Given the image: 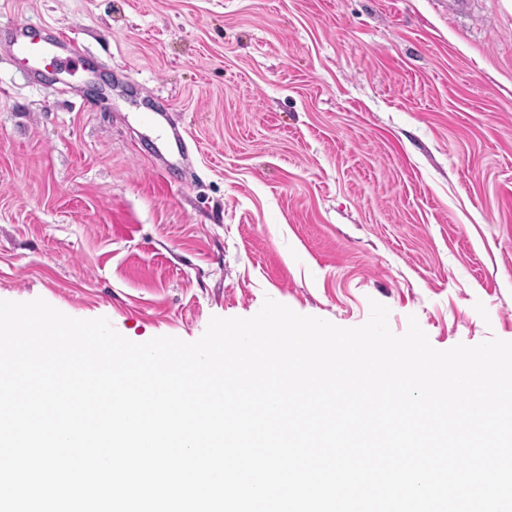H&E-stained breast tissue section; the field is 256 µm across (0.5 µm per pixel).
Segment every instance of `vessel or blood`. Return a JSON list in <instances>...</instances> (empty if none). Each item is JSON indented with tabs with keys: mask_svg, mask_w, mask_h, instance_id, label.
I'll return each mask as SVG.
<instances>
[{
	"mask_svg": "<svg viewBox=\"0 0 512 512\" xmlns=\"http://www.w3.org/2000/svg\"><path fill=\"white\" fill-rule=\"evenodd\" d=\"M7 38L13 56L25 62L34 72L39 71L42 63L49 59L62 57L76 66L83 62L84 48L76 34L52 26L36 31L27 25L15 24L8 28ZM143 119L149 127L158 129V138L165 145L183 143L188 134L186 127L162 119L160 113H144Z\"/></svg>",
	"mask_w": 512,
	"mask_h": 512,
	"instance_id": "b4317fda",
	"label": "vessel or blood"
}]
</instances>
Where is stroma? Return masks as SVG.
<instances>
[{"mask_svg":"<svg viewBox=\"0 0 512 512\" xmlns=\"http://www.w3.org/2000/svg\"><path fill=\"white\" fill-rule=\"evenodd\" d=\"M12 23L75 31L85 61L35 79L0 46V298L136 343L268 297L512 341L505 0H0ZM160 106L187 172L153 157ZM160 118L163 119L164 122H162ZM142 119L150 128L161 127L157 137L164 146H167L171 142L181 144L188 135L186 127L172 121L166 114L161 112H146L142 115Z\"/></svg>","mask_w":512,"mask_h":512,"instance_id":"obj_1","label":"stroma"}]
</instances>
